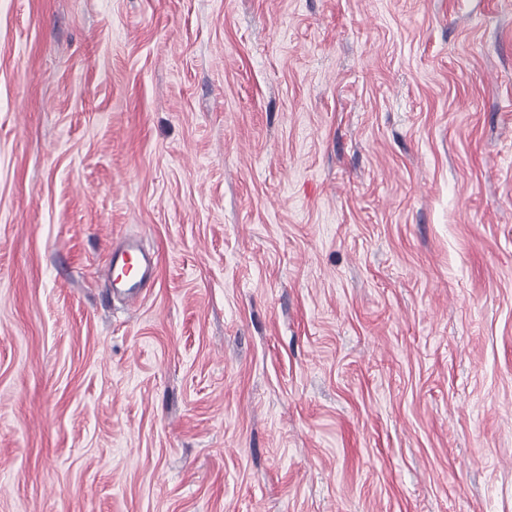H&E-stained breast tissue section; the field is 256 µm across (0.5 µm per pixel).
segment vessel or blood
I'll use <instances>...</instances> for the list:
<instances>
[{
    "instance_id": "1",
    "label": "vessel or blood",
    "mask_w": 512,
    "mask_h": 512,
    "mask_svg": "<svg viewBox=\"0 0 512 512\" xmlns=\"http://www.w3.org/2000/svg\"><path fill=\"white\" fill-rule=\"evenodd\" d=\"M158 260L132 239L124 240L114 246L109 255L107 274L114 288L123 292L131 302H138L142 290L150 280L157 276Z\"/></svg>"
}]
</instances>
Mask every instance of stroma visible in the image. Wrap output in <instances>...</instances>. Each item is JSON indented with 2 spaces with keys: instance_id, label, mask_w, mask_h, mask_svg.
<instances>
[{
  "instance_id": "obj_1",
  "label": "stroma",
  "mask_w": 512,
  "mask_h": 512,
  "mask_svg": "<svg viewBox=\"0 0 512 512\" xmlns=\"http://www.w3.org/2000/svg\"><path fill=\"white\" fill-rule=\"evenodd\" d=\"M0 512H512V0H0ZM157 271V258L145 252L136 240L126 239L112 247L107 276L113 278V288L123 292L132 303L140 300L142 288L156 279Z\"/></svg>"
}]
</instances>
